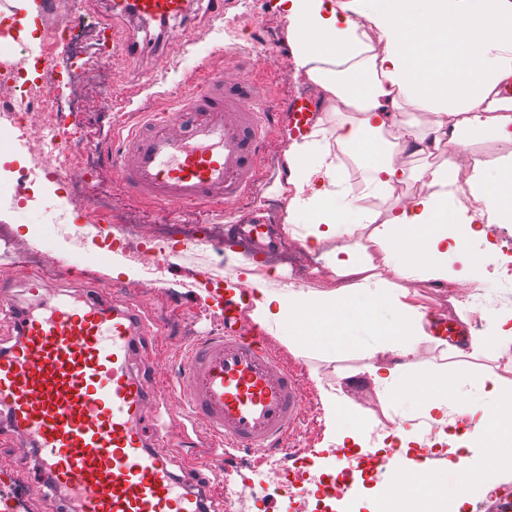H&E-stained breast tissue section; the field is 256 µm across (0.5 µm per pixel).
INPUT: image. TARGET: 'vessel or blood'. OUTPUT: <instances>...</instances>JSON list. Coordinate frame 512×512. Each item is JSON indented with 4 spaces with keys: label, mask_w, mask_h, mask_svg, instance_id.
Wrapping results in <instances>:
<instances>
[{
    "label": "vessel or blood",
    "mask_w": 512,
    "mask_h": 512,
    "mask_svg": "<svg viewBox=\"0 0 512 512\" xmlns=\"http://www.w3.org/2000/svg\"><path fill=\"white\" fill-rule=\"evenodd\" d=\"M194 0H113V16L157 26L187 17ZM295 138L318 126L317 106H287ZM278 122L250 66L211 75L172 111L148 115L122 137L112 164L123 186L160 207L235 204L258 174ZM231 240L271 243L260 220L230 222ZM19 319L20 337L0 349V407L22 446L34 449L52 488L75 512H206L205 494L169 468V422L207 426L225 450L277 451L299 418L297 378L266 350L261 330H243L254 291H224V333L195 344L174 381L175 400L149 391L132 357L152 325L133 302L44 294Z\"/></svg>",
    "instance_id": "vessel-or-blood-1"
}]
</instances>
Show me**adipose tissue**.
<instances>
[{
    "label": "adipose tissue",
    "mask_w": 512,
    "mask_h": 512,
    "mask_svg": "<svg viewBox=\"0 0 512 512\" xmlns=\"http://www.w3.org/2000/svg\"><path fill=\"white\" fill-rule=\"evenodd\" d=\"M286 8L296 68L322 86L328 102H342L360 115L337 128L335 141L320 129L291 143L289 217L306 215L316 244L372 223L367 210L347 201L340 189L341 151L363 167L368 194L387 195L410 179H424L426 193L392 209L375 237L391 243L395 275L408 277L423 267L434 281H447L450 249L479 236L480 225L512 223V161L493 172L476 171L469 193L479 209L470 214L457 205L451 166L415 172L394 163L392 154L512 139V96L503 92L512 84V0H287ZM374 38L383 45L381 54L371 51ZM409 107L433 113L434 121L427 127L397 125L396 113ZM388 127L395 131L390 143L379 138ZM332 264L339 274L356 276V283L317 299L260 289L254 320L298 325L313 319L324 340L350 336L354 323L368 327L392 361L370 364L364 375L389 393L406 392L405 375L418 366L422 314L395 298L392 319L382 318L376 301L353 298L368 287L365 263L336 254ZM479 386L482 397L469 407L463 438L485 430L511 438L512 402H506L499 380L486 375Z\"/></svg>",
    "instance_id": "adipose-tissue-1"
}]
</instances>
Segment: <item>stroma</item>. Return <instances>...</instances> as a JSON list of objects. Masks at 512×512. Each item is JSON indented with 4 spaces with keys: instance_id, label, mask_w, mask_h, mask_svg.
Instances as JSON below:
<instances>
[{
    "instance_id": "35a3bbf8",
    "label": "stroma",
    "mask_w": 512,
    "mask_h": 512,
    "mask_svg": "<svg viewBox=\"0 0 512 512\" xmlns=\"http://www.w3.org/2000/svg\"><path fill=\"white\" fill-rule=\"evenodd\" d=\"M50 10L40 27L39 75L35 80L38 96H53L65 109L64 134L70 141L68 178L43 177L29 181L34 152L45 121L42 110H34L23 128L0 125V346L15 343L18 320L32 304L24 285L36 277V270L20 263L12 243L26 241L39 249L52 251L58 259L56 270L45 277V287L60 290L66 297H105L134 301L153 322L150 338L142 340L143 364L149 384L158 386L174 378L185 362L188 348L199 337L224 331V312L219 308L214 288L240 278L241 253L220 249L224 226L234 217L257 214L283 227L292 245L309 255L306 271L291 265L287 250L267 257H256L263 269V285L271 292L296 290L318 296L344 286L345 278L327 266L324 255L338 247L349 248L370 262L371 280L377 285L400 291L402 280L388 270L382 246L373 244V225H365L354 235H341L318 245L303 241V225L288 223L289 197L280 189L287 167L290 146L287 121L275 127L261 156L262 174L249 193L232 209L223 206L186 205L175 211L133 198L122 189L113 170L111 157L119 135L135 127L144 112H163L180 97L190 93L205 74L223 71L239 58L248 59L258 81L265 84L274 111H282L289 100L314 92L304 73L295 68L288 39V14L279 0H234L223 19L209 18L207 0H196L189 20L177 23L179 38L167 47L146 44L136 56L107 46L96 51L99 38H109L112 13L108 0H49ZM75 21L74 36L64 52H54L52 34L56 27ZM108 206L113 224H140L160 229L175 240L177 255L163 266L158 282L147 281L146 273L125 250L114 249L112 237L93 229V216L79 209V202ZM65 214L71 225H80L79 234L62 235L52 217ZM499 250L500 264L512 265V223L499 224L487 240L469 238L459 249L448 253V275L463 277L474 259L481 256L485 243ZM120 259L124 270L113 273V259ZM416 289L407 299L421 311H435L460 318L475 327L481 343L464 351L424 335L417 342L416 359L425 370L424 384L446 381L453 400H475L480 377L499 378L512 394V363H503L504 353L512 351V340H493L496 320L512 312V280L486 271L479 280V292L471 302H462L450 281L436 285L424 275L414 279ZM268 351L299 378L303 394L300 418L289 434L287 449L256 461L254 455L235 451L227 457L236 477L253 485L255 495L245 503L226 498L214 488L210 496L224 504L223 512H295V499L281 481L271 478L272 465L287 458L308 460L304 483L306 512H379L388 500L390 469H353L350 488L341 499L319 501L318 483L336 471L331 450L344 446L347 454L366 449L385 459L395 448L384 447L386 434L403 428L413 442V462H425L439 486L437 493H421L416 499L418 512H440L443 502L456 493L462 479L476 481L461 512H474L476 503L486 498L495 485L512 486V470L500 468L494 451L502 441L486 431L472 438L469 447L456 450L445 446L419 444L425 417L404 398L385 395L382 389L363 385V397L351 387H340L342 376L353 374L371 363L385 361L383 353L362 343L341 346L313 345L289 334L282 326L264 329ZM345 397L352 410L366 422L361 445L341 444L343 429L330 420L326 402ZM212 437L203 426L188 428L185 437L169 451L171 470L184 474L188 460L203 461L212 450ZM19 497L26 512H47L54 492L37 466L32 449L21 447L8 427L0 426V505ZM56 502L55 512H66L64 501Z\"/></svg>"
}]
</instances>
